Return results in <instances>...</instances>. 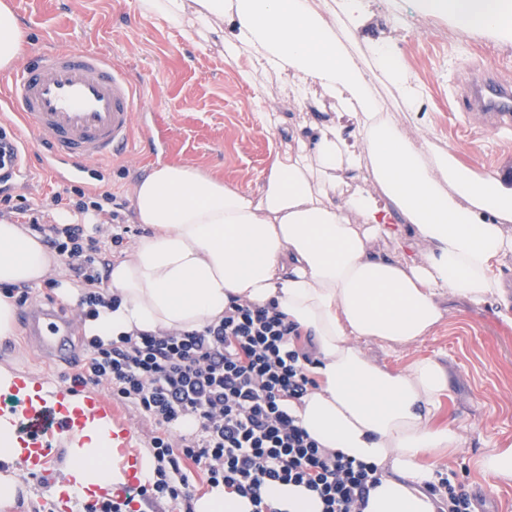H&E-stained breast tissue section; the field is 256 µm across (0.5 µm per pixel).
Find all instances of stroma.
Here are the masks:
<instances>
[{
    "mask_svg": "<svg viewBox=\"0 0 512 512\" xmlns=\"http://www.w3.org/2000/svg\"><path fill=\"white\" fill-rule=\"evenodd\" d=\"M29 39L18 62L28 63L46 41L67 48L101 50L127 68L144 93L142 110L166 148L155 156L142 134L103 173L118 201L132 203L134 188L158 160L181 162L257 191L269 161L266 127L258 113H275L280 134L325 119L354 130L353 119L320 88L315 106L295 103L280 75L264 77L265 102L256 105L220 48L198 49L180 29L139 14L135 0H9ZM366 21L361 43L387 41L421 92L417 112L399 111L388 90L380 95L386 111L406 128H427L441 146L453 147L475 172L512 177V128L485 129L457 110L458 92L469 76L492 66L512 82V41L490 32L459 33L448 17L422 15L417 0H363ZM380 362L403 368L437 356L449 366L451 398L444 407L465 429L463 448L443 453L442 473H456L470 494L484 493L485 512H512V487H493L478 469L486 450L512 446V325L494 308L456 302L443 322L415 344L388 349L368 344ZM57 389L68 388L67 366L47 357L18 326L0 339V367Z\"/></svg>",
    "mask_w": 512,
    "mask_h": 512,
    "instance_id": "35a3bbf8",
    "label": "stroma"
}]
</instances>
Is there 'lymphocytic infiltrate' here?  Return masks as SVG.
Listing matches in <instances>:
<instances>
[{
  "label": "lymphocytic infiltrate",
  "mask_w": 512,
  "mask_h": 512,
  "mask_svg": "<svg viewBox=\"0 0 512 512\" xmlns=\"http://www.w3.org/2000/svg\"><path fill=\"white\" fill-rule=\"evenodd\" d=\"M24 148L11 123L0 121V220L23 225L59 257L79 290L80 320L117 308L106 284L114 254L136 228L111 190L79 183L53 187L39 203L15 191L24 176ZM70 219L59 222L60 212ZM277 307L231 298L222 318L181 331L122 333L110 342L81 340L73 388L103 386L113 399L152 421L153 480L147 500L181 502L194 512L192 462L210 487L249 499L252 512H276L266 497L274 484L305 487L322 512H363L381 477L376 465L321 447L288 410L316 385L311 352ZM192 432L180 433L185 420Z\"/></svg>",
  "instance_id": "lymphocytic-infiltrate-1"
}]
</instances>
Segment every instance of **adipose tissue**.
<instances>
[{
  "label": "adipose tissue",
  "instance_id": "1",
  "mask_svg": "<svg viewBox=\"0 0 512 512\" xmlns=\"http://www.w3.org/2000/svg\"><path fill=\"white\" fill-rule=\"evenodd\" d=\"M427 16L448 17L465 34L512 38V0H419ZM142 16L194 30L221 45L224 60L254 100L258 76L292 71L296 99L312 86L355 119L356 136L327 120L269 146L258 192L224 184L189 165H158L134 189L138 223L149 227L110 278L118 309L85 325L110 341L122 332L181 330L222 317L230 296L276 304L311 338L318 379L289 409L322 447L377 465L382 476L364 512H437L424 491L436 460L463 447L455 419H442L450 394L446 364L420 358L395 369L369 356L373 342L409 345L442 322L448 304L503 301L502 264L512 259V180L479 174L454 150L436 149L381 112L373 82L394 88L407 110L419 94L383 43L360 45V0H137ZM24 43L0 0V69ZM370 166L375 188L347 191ZM385 203H378L376 193ZM419 243L421 257L386 256L376 240ZM56 263L39 237L0 221V285L40 283ZM108 427L87 422L65 471L76 491L119 481L105 443Z\"/></svg>",
  "mask_w": 512,
  "mask_h": 512
}]
</instances>
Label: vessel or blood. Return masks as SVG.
<instances>
[{
    "mask_svg": "<svg viewBox=\"0 0 512 512\" xmlns=\"http://www.w3.org/2000/svg\"><path fill=\"white\" fill-rule=\"evenodd\" d=\"M143 96L123 68L96 50L71 51L43 46L33 60L7 79L0 96L36 146L47 151L48 166L64 180L80 179L90 166L126 153L134 130V111ZM460 109L467 119L489 127L512 124V83L494 70L472 76L462 93ZM28 334L50 356L65 359L71 351L73 316L51 310L23 315ZM111 407L101 396L87 394L73 405L66 394H52L16 414L18 462L29 476L45 478L56 456V441L75 438L89 420L112 424L124 485L141 484L140 465L131 453V433L112 423Z\"/></svg>",
    "mask_w": 512,
    "mask_h": 512,
    "instance_id": "b4317fda",
    "label": "vessel or blood"
}]
</instances>
